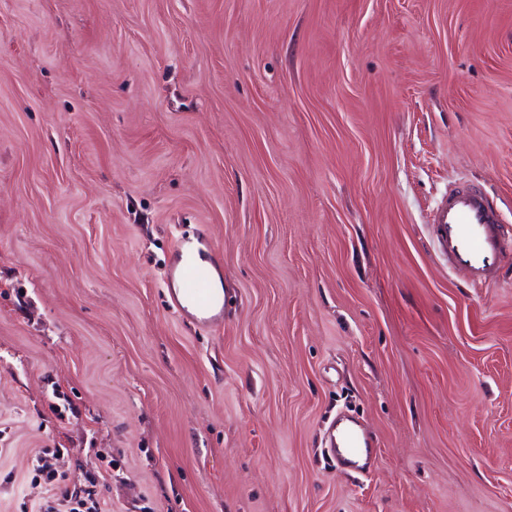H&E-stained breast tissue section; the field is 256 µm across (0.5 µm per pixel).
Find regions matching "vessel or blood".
Here are the masks:
<instances>
[{"mask_svg":"<svg viewBox=\"0 0 512 512\" xmlns=\"http://www.w3.org/2000/svg\"><path fill=\"white\" fill-rule=\"evenodd\" d=\"M440 251L473 284L485 283L504 250L512 245L500 229L497 207L488 194L460 188L441 200L431 215ZM176 288L170 289L172 307L179 317H192L208 330L224 323V296L214 287L216 266L180 262L174 267ZM368 438L344 429L336 451L340 465H356L367 451Z\"/></svg>","mask_w":512,"mask_h":512,"instance_id":"obj_1","label":"vessel or blood"}]
</instances>
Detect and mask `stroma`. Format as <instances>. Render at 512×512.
I'll return each instance as SVG.
<instances>
[{
  "mask_svg": "<svg viewBox=\"0 0 512 512\" xmlns=\"http://www.w3.org/2000/svg\"><path fill=\"white\" fill-rule=\"evenodd\" d=\"M462 180L512 225V0H0V512L100 453L102 512H512V260L427 223ZM197 228L216 331L167 296ZM368 437L364 433H359L352 428H346L340 436L341 448H330L336 452L337 461L345 467L355 466L359 461L357 458L363 453L367 460V441Z\"/></svg>",
  "mask_w": 512,
  "mask_h": 512,
  "instance_id": "obj_1",
  "label": "stroma"
}]
</instances>
